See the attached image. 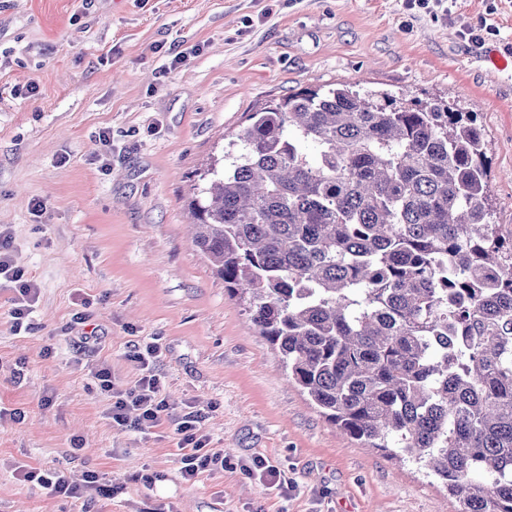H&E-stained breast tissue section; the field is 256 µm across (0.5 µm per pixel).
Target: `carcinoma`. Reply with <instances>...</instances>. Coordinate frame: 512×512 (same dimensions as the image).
Returning a JSON list of instances; mask_svg holds the SVG:
<instances>
[{
  "label": "carcinoma",
  "instance_id": "1",
  "mask_svg": "<svg viewBox=\"0 0 512 512\" xmlns=\"http://www.w3.org/2000/svg\"><path fill=\"white\" fill-rule=\"evenodd\" d=\"M477 114L304 87L201 175L192 244L315 408L461 512H512V239Z\"/></svg>",
  "mask_w": 512,
  "mask_h": 512
}]
</instances>
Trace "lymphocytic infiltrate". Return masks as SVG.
<instances>
[{
	"label": "lymphocytic infiltrate",
	"instance_id": "1",
	"mask_svg": "<svg viewBox=\"0 0 512 512\" xmlns=\"http://www.w3.org/2000/svg\"><path fill=\"white\" fill-rule=\"evenodd\" d=\"M13 241L10 233L0 232V280L11 283L15 296L10 315L14 330L26 326V320L39 297L36 281L15 266L12 259ZM128 358L141 371L136 383L124 390L112 386V367L108 360L99 359L89 364L88 375L100 391L108 393L111 403L106 416L113 425L142 433L167 425L175 428V455L182 478L196 480L200 475L223 469L224 452L208 445L206 435L200 430L202 414L194 410L184 414L172 411L162 395L163 382L156 369L161 359L158 343L135 345ZM15 470L28 481L37 482L47 495L89 501L108 499L121 493L119 484L103 479L96 471H88L83 484H70L57 471L36 473L28 464H17Z\"/></svg>",
	"mask_w": 512,
	"mask_h": 512
}]
</instances>
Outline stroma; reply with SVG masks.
I'll list each match as a JSON object with an SVG mask.
<instances>
[{"instance_id":"obj_1","label":"stroma","mask_w":512,"mask_h":512,"mask_svg":"<svg viewBox=\"0 0 512 512\" xmlns=\"http://www.w3.org/2000/svg\"><path fill=\"white\" fill-rule=\"evenodd\" d=\"M449 8L445 21L405 0H0V228L40 288L20 333L0 288V405L21 413L0 422V512H460L424 470L320 415L187 235L207 164L249 112L323 85L477 113L494 216L511 235L512 71H492L483 51L512 45V0ZM483 21L499 31L486 45L462 36ZM31 83L35 95L11 96ZM152 337L165 399L202 410L224 471L186 482L171 430L106 419L86 364L108 360L126 388L139 375L128 351ZM256 457L293 491L247 478ZM18 459L75 482L95 470L123 490L87 508L52 498L18 479Z\"/></svg>"}]
</instances>
